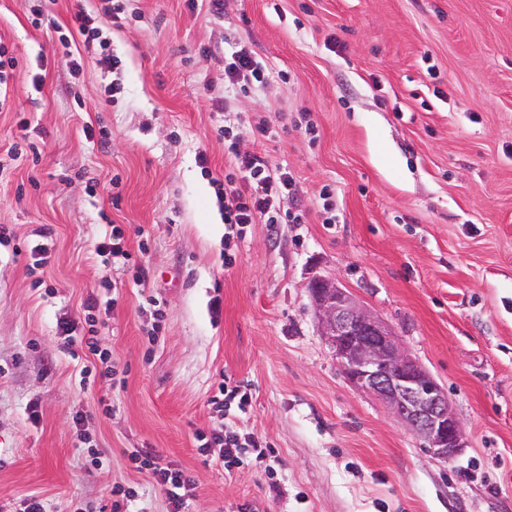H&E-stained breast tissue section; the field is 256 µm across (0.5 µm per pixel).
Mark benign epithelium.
Wrapping results in <instances>:
<instances>
[{"label": "benign epithelium", "mask_w": 512, "mask_h": 512, "mask_svg": "<svg viewBox=\"0 0 512 512\" xmlns=\"http://www.w3.org/2000/svg\"><path fill=\"white\" fill-rule=\"evenodd\" d=\"M321 336L350 383L380 401L439 459L465 447V430L447 394L404 349L392 328L334 278L308 285Z\"/></svg>", "instance_id": "7a95c632"}]
</instances>
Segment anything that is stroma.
<instances>
[{
    "label": "stroma",
    "instance_id": "stroma-1",
    "mask_svg": "<svg viewBox=\"0 0 512 512\" xmlns=\"http://www.w3.org/2000/svg\"><path fill=\"white\" fill-rule=\"evenodd\" d=\"M120 4L113 20L98 0H0V46L16 60L0 108V512L32 495L69 512L115 485L138 491L137 512H167L133 448L192 477L190 512H512V0H226L228 27L203 4ZM79 9L120 73L80 37V70L64 63L60 28ZM238 40L266 73L245 94L224 90ZM227 126L292 173L278 206H302L305 223L225 242ZM111 224L122 267L95 251ZM42 227L54 246L33 270L25 246ZM319 277L377 313L442 386L465 427L458 455L432 458L346 379L317 327ZM109 284L117 301L96 318L113 373L86 376L56 323L83 322ZM224 382L246 386L234 421L270 463L200 454Z\"/></svg>",
    "mask_w": 512,
    "mask_h": 512
}]
</instances>
